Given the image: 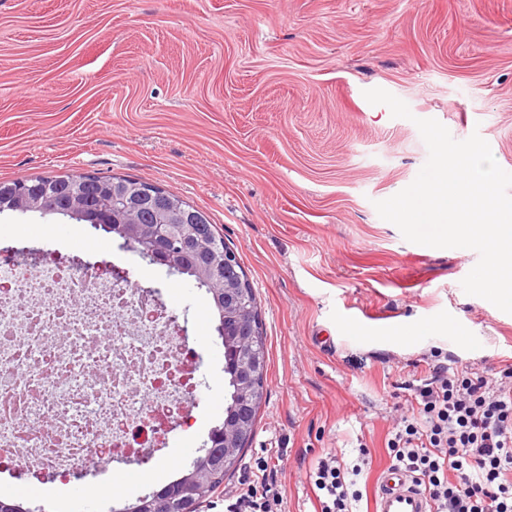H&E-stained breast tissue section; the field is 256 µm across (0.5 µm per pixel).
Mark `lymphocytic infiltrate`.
<instances>
[{
    "mask_svg": "<svg viewBox=\"0 0 512 512\" xmlns=\"http://www.w3.org/2000/svg\"><path fill=\"white\" fill-rule=\"evenodd\" d=\"M387 449L392 467L416 478L434 512H512V368L491 377L434 364L413 386ZM272 461L256 459L260 479L226 498L225 512H283L282 490L267 474ZM371 464L366 448L352 465L322 451L309 475L318 512H359L357 483Z\"/></svg>",
    "mask_w": 512,
    "mask_h": 512,
    "instance_id": "obj_1",
    "label": "lymphocytic infiltrate"
}]
</instances>
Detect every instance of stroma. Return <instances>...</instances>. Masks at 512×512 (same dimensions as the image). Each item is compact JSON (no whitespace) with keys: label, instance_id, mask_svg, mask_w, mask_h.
Returning <instances> with one entry per match:
<instances>
[{"label":"stroma","instance_id":"stroma-1","mask_svg":"<svg viewBox=\"0 0 512 512\" xmlns=\"http://www.w3.org/2000/svg\"><path fill=\"white\" fill-rule=\"evenodd\" d=\"M405 101L412 119L364 90ZM479 133L512 172V0H0V180L70 171L156 185L205 212L254 289L268 349L265 399L235 471L202 512L281 448L285 512H315L324 448L370 449L374 491L388 434L434 349L457 368L512 367V314L465 294L479 255L406 241L374 204L428 158L415 118ZM37 212L0 214V254L75 252L155 289L199 356L192 428L167 448L84 477L17 469L0 496L33 512H120L182 476L224 417L219 316L185 275L118 237ZM127 478L123 494L99 486Z\"/></svg>","mask_w":512,"mask_h":512}]
</instances>
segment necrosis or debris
Wrapping results in <instances>:
<instances>
[{
  "label": "necrosis or debris",
  "mask_w": 512,
  "mask_h": 512,
  "mask_svg": "<svg viewBox=\"0 0 512 512\" xmlns=\"http://www.w3.org/2000/svg\"><path fill=\"white\" fill-rule=\"evenodd\" d=\"M128 279L78 261L0 259V466L64 468L102 441L112 453L159 441L185 420L192 352L169 314Z\"/></svg>",
  "instance_id": "1"
}]
</instances>
